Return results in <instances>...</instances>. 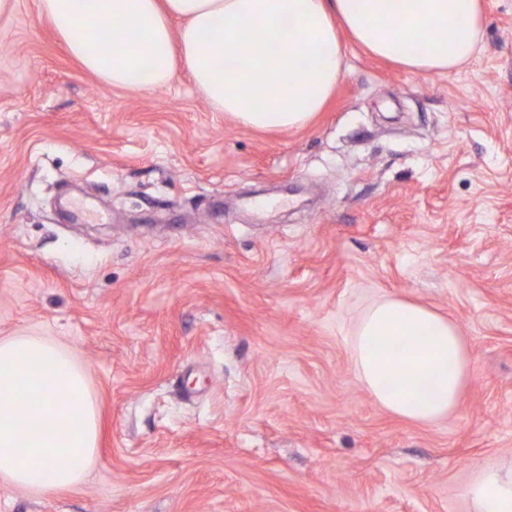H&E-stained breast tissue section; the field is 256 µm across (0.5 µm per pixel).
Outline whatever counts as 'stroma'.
Listing matches in <instances>:
<instances>
[{"mask_svg":"<svg viewBox=\"0 0 512 512\" xmlns=\"http://www.w3.org/2000/svg\"><path fill=\"white\" fill-rule=\"evenodd\" d=\"M482 12L459 70L346 43L323 112L283 132L213 111L181 65L104 82L37 0L0 16V339L67 346L100 422L85 482L0 480V512H472L466 486L512 462V0ZM388 296L467 343L435 423L354 376Z\"/></svg>","mask_w":512,"mask_h":512,"instance_id":"obj_1","label":"stroma"}]
</instances>
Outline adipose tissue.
Wrapping results in <instances>:
<instances>
[{"instance_id":"adipose-tissue-1","label":"adipose tissue","mask_w":512,"mask_h":512,"mask_svg":"<svg viewBox=\"0 0 512 512\" xmlns=\"http://www.w3.org/2000/svg\"><path fill=\"white\" fill-rule=\"evenodd\" d=\"M39 12L112 86H164L181 61L213 110L262 131L299 129L322 111L344 66L340 31L424 73L468 62L481 33L480 0H39ZM106 28L111 38L96 43ZM146 59L155 68L145 81ZM353 364L378 406L418 424L455 412L469 379L455 323L399 298L363 314ZM98 442L97 406L71 351L36 336L0 339V478L42 493L75 487ZM466 495L473 512H512V466L481 471Z\"/></svg>"}]
</instances>
